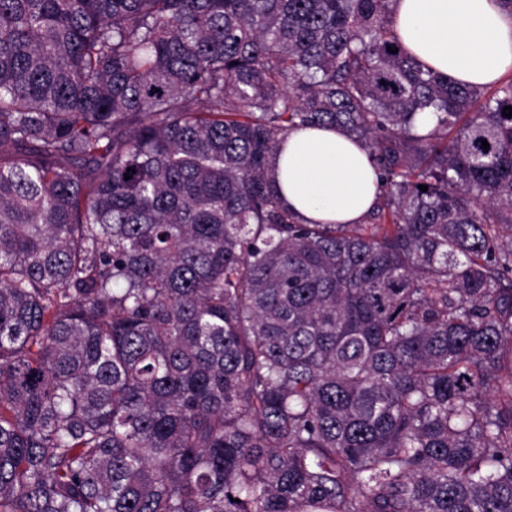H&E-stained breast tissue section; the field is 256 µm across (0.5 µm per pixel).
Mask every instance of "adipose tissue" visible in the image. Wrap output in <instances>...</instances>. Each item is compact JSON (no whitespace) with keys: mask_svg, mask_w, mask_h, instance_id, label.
<instances>
[{"mask_svg":"<svg viewBox=\"0 0 512 512\" xmlns=\"http://www.w3.org/2000/svg\"><path fill=\"white\" fill-rule=\"evenodd\" d=\"M394 30L418 61L470 86L512 73V15L498 0H396ZM276 191L302 224H360L377 203L367 153L333 126L289 131Z\"/></svg>","mask_w":512,"mask_h":512,"instance_id":"obj_1","label":"adipose tissue"}]
</instances>
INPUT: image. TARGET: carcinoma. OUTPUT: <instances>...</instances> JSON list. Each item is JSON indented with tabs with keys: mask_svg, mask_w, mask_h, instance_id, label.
I'll return each mask as SVG.
<instances>
[{
	"mask_svg": "<svg viewBox=\"0 0 512 512\" xmlns=\"http://www.w3.org/2000/svg\"><path fill=\"white\" fill-rule=\"evenodd\" d=\"M394 2L0 0V512H512V76ZM322 125L364 224L277 197ZM277 168L276 191L300 224H361L377 203L367 153L334 126L289 131Z\"/></svg>",
	"mask_w": 512,
	"mask_h": 512,
	"instance_id": "carcinoma-1",
	"label": "carcinoma"
}]
</instances>
